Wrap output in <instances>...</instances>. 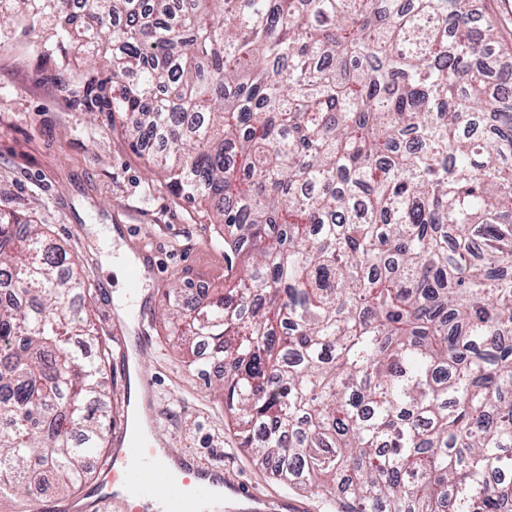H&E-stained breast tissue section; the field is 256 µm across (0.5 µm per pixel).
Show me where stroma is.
I'll use <instances>...</instances> for the list:
<instances>
[{
  "mask_svg": "<svg viewBox=\"0 0 512 512\" xmlns=\"http://www.w3.org/2000/svg\"><path fill=\"white\" fill-rule=\"evenodd\" d=\"M40 32L16 30L0 39V204L47 225L71 260L86 267L90 313L98 333L111 336L118 283L102 260L143 247L154 268L144 309L152 318L174 278L192 287H221L224 245L209 207L179 196L149 174L143 158L107 113L84 105V61L59 72L36 47ZM142 362L155 378L158 439L193 459L222 469L225 486L248 487L259 498L287 501L288 512H328L322 499L295 491L239 448L224 407L208 380L184 366L158 324Z\"/></svg>",
  "mask_w": 512,
  "mask_h": 512,
  "instance_id": "35a3bbf8",
  "label": "stroma"
}]
</instances>
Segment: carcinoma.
<instances>
[{
	"instance_id": "obj_1",
	"label": "carcinoma",
	"mask_w": 512,
	"mask_h": 512,
	"mask_svg": "<svg viewBox=\"0 0 512 512\" xmlns=\"http://www.w3.org/2000/svg\"><path fill=\"white\" fill-rule=\"evenodd\" d=\"M210 206L160 323L239 446L344 512H512V65L478 0H0ZM0 208V491L68 496L119 409L83 270ZM76 336L97 344L88 359Z\"/></svg>"
}]
</instances>
